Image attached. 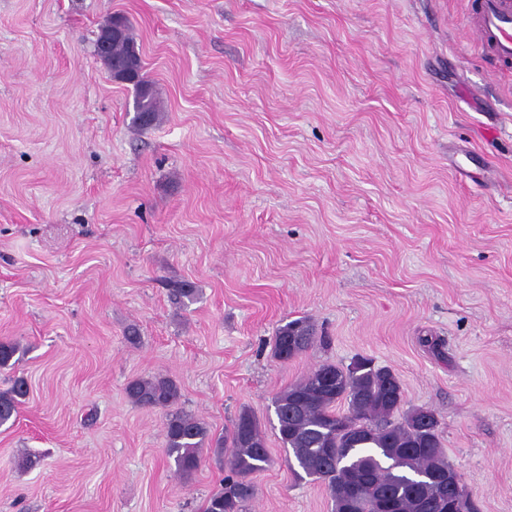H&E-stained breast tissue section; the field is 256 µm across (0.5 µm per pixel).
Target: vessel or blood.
<instances>
[{"label": "vessel or blood", "instance_id": "obj_1", "mask_svg": "<svg viewBox=\"0 0 512 512\" xmlns=\"http://www.w3.org/2000/svg\"><path fill=\"white\" fill-rule=\"evenodd\" d=\"M470 26L497 66H512V0H470Z\"/></svg>", "mask_w": 512, "mask_h": 512}]
</instances>
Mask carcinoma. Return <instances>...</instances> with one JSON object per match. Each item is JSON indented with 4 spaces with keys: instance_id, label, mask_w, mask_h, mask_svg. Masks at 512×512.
<instances>
[{
    "instance_id": "carcinoma-1",
    "label": "carcinoma",
    "mask_w": 512,
    "mask_h": 512,
    "mask_svg": "<svg viewBox=\"0 0 512 512\" xmlns=\"http://www.w3.org/2000/svg\"><path fill=\"white\" fill-rule=\"evenodd\" d=\"M110 24L100 29L97 42L106 43L98 55L113 67L131 61L132 71H143V60L134 56L136 40L129 26L121 36L108 37ZM135 99V123L148 128L159 121L161 108L151 82ZM174 300L193 298L195 288L186 281L168 284ZM315 339L311 322L296 318L279 326L273 337V356L286 363L309 349ZM391 370L362 366L358 370L324 363L280 392L273 401L278 439L291 451L304 475L325 485L333 512H448L455 496L450 482L456 470L448 462L440 440L436 414L424 407L400 409L405 403L401 384L393 383ZM27 394L24 379L0 391V424L17 415ZM127 397L140 407L167 410L164 448L175 464L176 475L198 470L201 450L210 440L200 418L178 408L180 390L167 377L137 378L126 387ZM348 402V411L336 408ZM402 413L396 421L397 413ZM228 474L206 501L204 512H246L255 494L251 476L271 464L265 434L251 412L242 411L229 434L217 439L224 445Z\"/></svg>"
}]
</instances>
